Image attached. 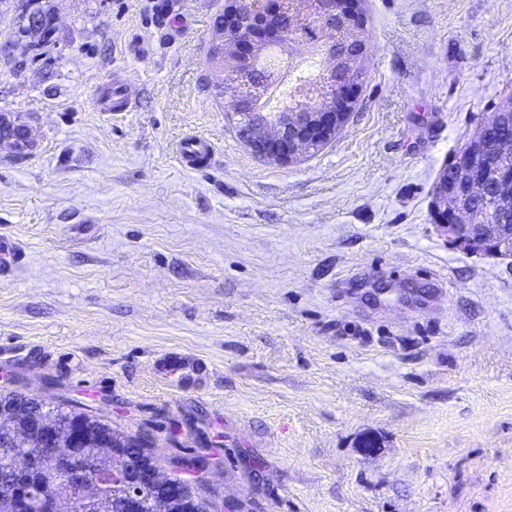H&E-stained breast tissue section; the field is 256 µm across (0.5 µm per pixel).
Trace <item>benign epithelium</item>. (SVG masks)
<instances>
[{
  "mask_svg": "<svg viewBox=\"0 0 512 512\" xmlns=\"http://www.w3.org/2000/svg\"><path fill=\"white\" fill-rule=\"evenodd\" d=\"M313 17L326 35L320 44L323 70L316 87L321 104L311 109L302 104L290 112H258V99L273 87L270 65L283 74L290 59L276 57L285 42L307 41L302 20ZM223 63L230 64L234 82L230 87L231 109L227 117L242 131L243 140L261 158L288 164L300 152L314 154L330 143L347 124L356 100L358 83L343 78L353 64L363 63L367 38L356 0H256L252 11L232 4L224 17V32L217 42ZM512 153V103L491 114L462 147L452 176L439 181L431 206L434 226L448 243L467 253L512 256V224L501 211L500 201L480 214L477 207L492 201L490 187L500 195L512 191V165L501 159ZM0 432H7L18 448L16 481L7 496L25 501L24 488L42 467V457L28 453L40 448L54 457L57 470L72 480L105 467L98 456L84 458L83 466L73 464V450L88 442L90 429L76 423L67 425L51 414L42 429L30 431L11 419H0ZM159 470L121 468L120 489L128 512H139L142 495L153 488H172Z\"/></svg>",
  "mask_w": 512,
  "mask_h": 512,
  "instance_id": "1",
  "label": "benign epithelium"
}]
</instances>
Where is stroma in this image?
Here are the masks:
<instances>
[{
	"label": "stroma",
	"mask_w": 512,
	"mask_h": 512,
	"mask_svg": "<svg viewBox=\"0 0 512 512\" xmlns=\"http://www.w3.org/2000/svg\"><path fill=\"white\" fill-rule=\"evenodd\" d=\"M45 2L38 52L0 4V114L34 143H0V388L147 431L166 474L210 453L224 512H512V257L431 218L512 94V0H363L350 120L287 164L216 93L229 0ZM116 78L133 110L98 111ZM177 153L180 161L188 167L210 164L213 160L211 143L199 137H190L183 141L178 146Z\"/></svg>",
	"instance_id": "1"
}]
</instances>
